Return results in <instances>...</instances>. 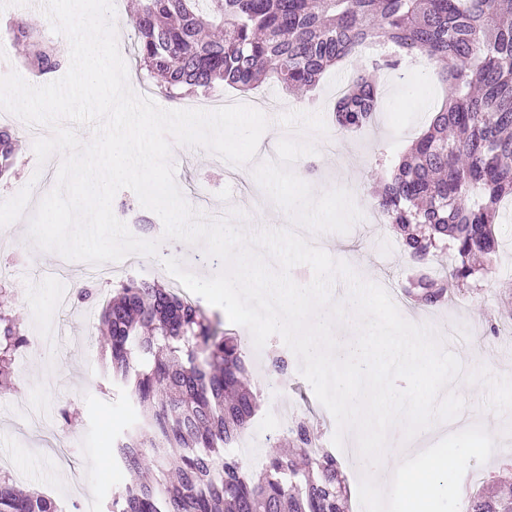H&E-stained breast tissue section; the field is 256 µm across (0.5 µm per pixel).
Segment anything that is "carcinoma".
<instances>
[{"instance_id": "carcinoma-1", "label": "carcinoma", "mask_w": 512, "mask_h": 512, "mask_svg": "<svg viewBox=\"0 0 512 512\" xmlns=\"http://www.w3.org/2000/svg\"><path fill=\"white\" fill-rule=\"evenodd\" d=\"M129 23L139 69L171 99L218 80L242 91L265 81L304 94L330 66L364 44L384 54L357 72L335 105L338 130L355 132L378 105V76L402 61L440 65L447 96L430 127L401 159L380 160L385 179L374 207L400 236L417 274L403 286L422 307L448 301V280L464 281L498 247L499 204L512 197V0H139ZM18 62L34 76L60 65L37 26L9 29ZM16 135L0 129V175L10 171ZM454 263L431 268L437 251ZM103 354L136 420L112 440L125 470L151 477L112 496L108 512H341L336 458L314 449L310 426L289 430L295 461L276 451L254 477L226 450L252 426L260 393L237 338L196 303L155 282L128 281L103 307ZM27 344L0 313V385ZM0 512H59L0 472ZM472 512H512V496L474 497Z\"/></svg>"}]
</instances>
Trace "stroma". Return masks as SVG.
Listing matches in <instances>:
<instances>
[{"label": "stroma", "instance_id": "obj_1", "mask_svg": "<svg viewBox=\"0 0 512 512\" xmlns=\"http://www.w3.org/2000/svg\"><path fill=\"white\" fill-rule=\"evenodd\" d=\"M134 5L135 0H116L114 19L128 79L138 90L142 73L134 56L135 34L127 24ZM21 18L40 19L42 40L68 51L67 42L45 18L42 0H0V24ZM350 82L348 66L330 67L312 100L269 83L247 93L217 84L215 94L236 103L269 104L264 135L276 139L277 152L287 157V164L265 163L248 177L240 168L225 169L223 158L208 149L176 142L170 161L176 185L193 209L207 216L232 203L256 231L280 228L290 223L296 208L314 203L317 235L328 241V254L347 261L361 278L398 289L410 264L389 226L371 219L375 189L383 176L377 160L409 152L441 106L445 87L432 63L386 73L372 122L363 132L346 133L337 130L333 107L337 87ZM57 168L51 160L38 164L31 141L21 138L14 173L0 180V201L16 186L28 184L32 203H39L55 187ZM262 209L273 213L272 221L256 220ZM501 216L499 248L491 256L490 273H477L464 285L449 284L447 306L416 309L412 315L434 328L446 323L459 329L465 340L449 345V352L469 364L493 365L504 375L512 369V201L505 203ZM30 219L26 213L0 228V266L13 269L7 307L26 337L37 336L46 326L58 336L52 345L30 346L25 357L14 361L13 385L0 394V460L8 459L7 470L18 486L45 493L62 512H105L113 492L130 480L112 457V437L133 407L107 376L97 339L103 309L99 296L115 291L120 281L85 279L79 260L55 273L58 255L30 242ZM88 287L94 299L79 300L78 290ZM288 362L287 373L275 386L261 385V407L267 410L287 399L297 416L309 422L316 444L329 445L336 422L301 375L296 355H289ZM24 404L41 409L72 436L71 467H58L43 433L22 421L19 409ZM65 409L72 415V425H65L61 417ZM495 439L490 459L468 469L471 491L512 482V411L502 414Z\"/></svg>", "mask_w": 512, "mask_h": 512}]
</instances>
